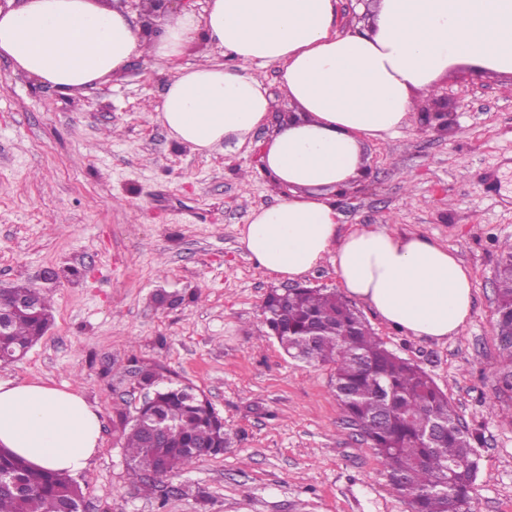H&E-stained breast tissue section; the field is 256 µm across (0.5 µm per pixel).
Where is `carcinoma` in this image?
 Wrapping results in <instances>:
<instances>
[{
	"label": "carcinoma",
	"instance_id": "cac0c4a2",
	"mask_svg": "<svg viewBox=\"0 0 512 512\" xmlns=\"http://www.w3.org/2000/svg\"><path fill=\"white\" fill-rule=\"evenodd\" d=\"M497 338L512 358V244L495 272ZM5 289L6 328L0 330V362L22 357L48 329L44 295L32 308H14ZM265 322L284 351L310 365L332 368L331 387L346 417L371 441L390 484L411 512H475L471 437L457 409L419 365L385 347L364 319L334 292L321 288L273 291L264 303ZM140 383L153 391L140 412L114 409L112 424L137 476L167 475L224 453L229 438L210 402L188 384L165 383L157 368L131 360ZM168 431L152 448L150 432ZM0 512H81L80 488L64 474L36 469L0 448Z\"/></svg>",
	"mask_w": 512,
	"mask_h": 512
}]
</instances>
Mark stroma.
Here are the masks:
<instances>
[{
  "mask_svg": "<svg viewBox=\"0 0 512 512\" xmlns=\"http://www.w3.org/2000/svg\"><path fill=\"white\" fill-rule=\"evenodd\" d=\"M174 70L134 60L117 78L68 94L0 59V286L47 288L52 322L0 378L79 391L100 410L101 440L76 481L83 512H410L371 442L348 421L331 369L288 357L270 338L266 294L290 287L239 242L252 210L277 201L261 155L289 115L277 106L247 145L181 147L151 107ZM415 99L424 112L367 143L368 162L333 193L341 230L383 224L437 239L469 268L472 316L437 341L358 309L399 356L447 393L474 438L476 512H512L511 363L495 330V270L512 244V75L463 64ZM181 296L161 307L157 290ZM203 392L230 446L164 476L165 500L129 471L115 406L142 402L130 358Z\"/></svg>",
  "mask_w": 512,
  "mask_h": 512,
  "instance_id": "35a3bbf8",
  "label": "stroma"
}]
</instances>
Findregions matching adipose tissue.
<instances>
[{
  "mask_svg": "<svg viewBox=\"0 0 512 512\" xmlns=\"http://www.w3.org/2000/svg\"><path fill=\"white\" fill-rule=\"evenodd\" d=\"M206 36L222 62L178 69L154 107L195 152L245 145L275 104L260 66L275 65L299 117L266 142L277 203L252 211L241 242L266 273L303 278L332 259L341 288L388 325L443 340L473 307L468 269L447 245L387 226L339 230L330 192L366 167L365 143L408 126L413 90L462 64L512 75V0H373L369 30L336 29V0H208L144 32L102 0H23L0 8V57L38 83L81 92L135 59L165 65ZM100 443L99 409L76 391L0 379V447L71 475Z\"/></svg>",
  "mask_w": 512,
  "mask_h": 512,
  "instance_id": "ef3b65f1",
  "label": "adipose tissue"
}]
</instances>
